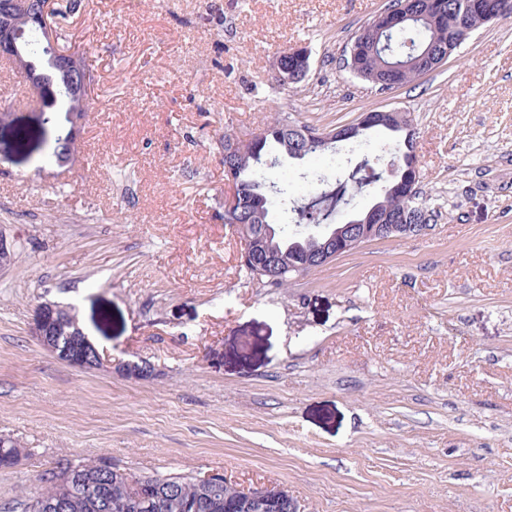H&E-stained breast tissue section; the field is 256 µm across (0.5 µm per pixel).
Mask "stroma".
Segmentation results:
<instances>
[{
	"label": "stroma",
	"mask_w": 512,
	"mask_h": 512,
	"mask_svg": "<svg viewBox=\"0 0 512 512\" xmlns=\"http://www.w3.org/2000/svg\"><path fill=\"white\" fill-rule=\"evenodd\" d=\"M390 0H80L66 27L99 77L78 160H47L43 115L0 60V512L62 459L134 474L281 486L297 512H512V18L389 91L339 58ZM308 79L280 85L283 48ZM406 113L430 226L375 239L285 288L247 282L224 223L225 130H322ZM26 127V150L15 144ZM371 129L274 169L300 196L389 160ZM74 307L103 369L37 342L38 306ZM141 367L139 376L125 367ZM300 49H309V53H310L308 68L306 69L305 72H303L302 70H298V68H296V66H294L292 53L295 52L297 49H294V48L288 49L287 48V49L283 50L278 55V58H276V60L273 64V69H274L275 75L278 79L281 78V74H282L283 80H281L282 81L281 85L287 84L289 88L296 89V88L300 87L301 84L306 81V79L309 75V72H310V68H311L312 51L309 47H307V48L304 47V48H300ZM307 57H308V53L304 50H299L294 53V59L296 61H298L299 63L301 62L304 67H306V64H307ZM278 59H279L281 74L279 73V70H278V63H277Z\"/></svg>",
	"instance_id": "obj_1"
}]
</instances>
